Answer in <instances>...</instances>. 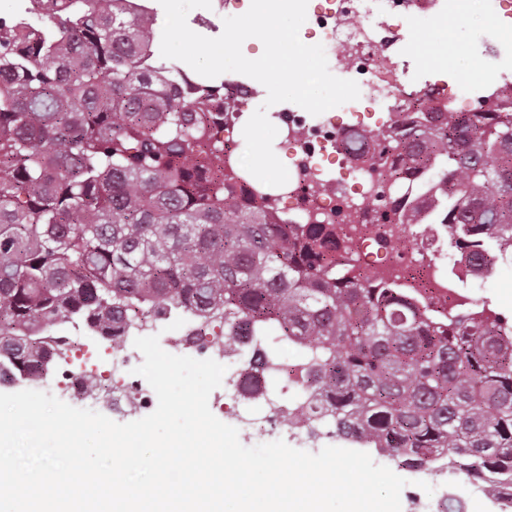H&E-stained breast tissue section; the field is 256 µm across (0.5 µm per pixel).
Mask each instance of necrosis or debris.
<instances>
[{"mask_svg": "<svg viewBox=\"0 0 512 512\" xmlns=\"http://www.w3.org/2000/svg\"><path fill=\"white\" fill-rule=\"evenodd\" d=\"M400 16L418 18L427 27L444 18L466 20L463 0H308L303 31L318 34L329 65L357 82L360 97L317 116L289 106L276 113L278 136L288 151L289 180L287 191L273 194L269 204L284 224L334 225L357 266L389 280L412 281L413 295L429 313L446 319L479 309L481 277H468L449 259L447 225L394 224L383 218L382 206H365L364 198L381 192L379 173L357 162L343 146L353 134L369 139L390 127L404 132L429 98L446 100L457 112L469 111L479 101L491 107L495 100L485 94L489 73L481 63L449 70L447 81L430 90L404 93L406 72L394 59L399 37L391 25ZM214 91L224 98V120L217 132L225 153L231 154L236 150V128L260 92L239 76L224 77ZM178 322L181 336L160 337L163 349L169 353L192 349L199 358L231 367L224 385L234 397L243 398L241 376L235 370L243 359V347L225 346L220 337L190 345L186 335L192 330L191 318L182 316ZM166 324L163 318L151 326L134 324L122 336V347L111 359L113 373L123 376L127 384L121 403L138 410L152 405L153 393L133 374L143 362L134 340L154 335ZM309 401L307 392L288 387L259 398L257 406L242 408L238 416L247 431L283 429L295 409Z\"/></svg>", "mask_w": 512, "mask_h": 512, "instance_id": "1", "label": "necrosis or debris"}]
</instances>
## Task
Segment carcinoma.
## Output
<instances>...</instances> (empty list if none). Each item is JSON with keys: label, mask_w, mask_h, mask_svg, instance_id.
Returning a JSON list of instances; mask_svg holds the SVG:
<instances>
[{"label": "carcinoma", "mask_w": 512, "mask_h": 512, "mask_svg": "<svg viewBox=\"0 0 512 512\" xmlns=\"http://www.w3.org/2000/svg\"><path fill=\"white\" fill-rule=\"evenodd\" d=\"M114 0H43L42 32L0 36V379L37 380L55 327L116 343L152 311L190 312L200 341L252 345L245 392L286 344L315 397L291 417L414 472L447 459L512 508V321L435 320L406 286L360 272L336 228L275 224L226 184L213 100L141 64L138 19ZM389 174L433 165L423 208L468 266L512 251V109L431 103ZM397 224L419 210L392 203Z\"/></svg>", "instance_id": "carcinoma-1"}]
</instances>
